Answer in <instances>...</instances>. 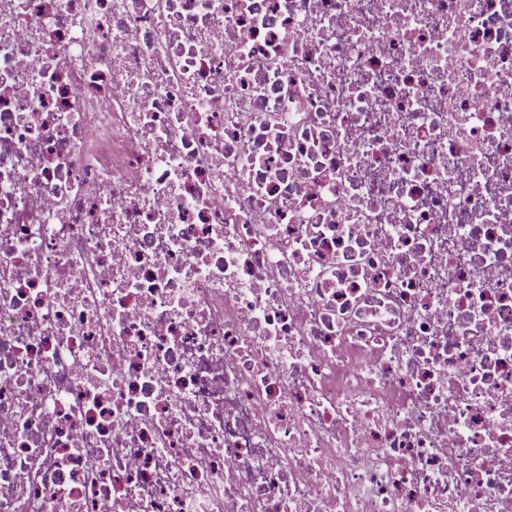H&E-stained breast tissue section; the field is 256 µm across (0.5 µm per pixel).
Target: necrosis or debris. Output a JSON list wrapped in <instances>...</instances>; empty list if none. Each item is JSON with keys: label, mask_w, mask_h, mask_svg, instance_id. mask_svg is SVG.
I'll return each instance as SVG.
<instances>
[{"label": "necrosis or debris", "mask_w": 512, "mask_h": 512, "mask_svg": "<svg viewBox=\"0 0 512 512\" xmlns=\"http://www.w3.org/2000/svg\"><path fill=\"white\" fill-rule=\"evenodd\" d=\"M0 512H512V0H0Z\"/></svg>", "instance_id": "necrosis-or-debris-1"}]
</instances>
